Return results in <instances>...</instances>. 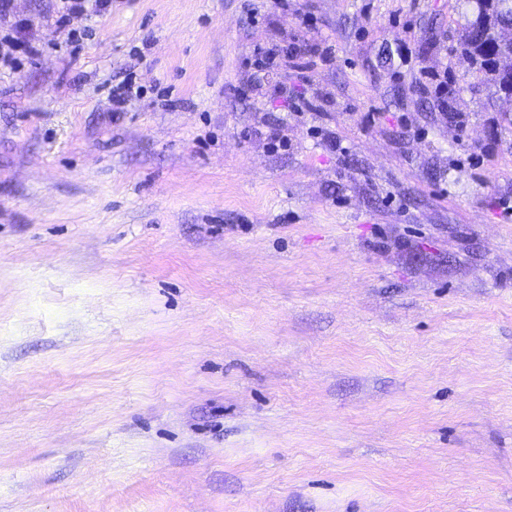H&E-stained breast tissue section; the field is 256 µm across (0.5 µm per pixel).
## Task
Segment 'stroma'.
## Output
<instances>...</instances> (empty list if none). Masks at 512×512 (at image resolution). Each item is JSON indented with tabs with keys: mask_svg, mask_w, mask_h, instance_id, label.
Returning <instances> with one entry per match:
<instances>
[{
	"mask_svg": "<svg viewBox=\"0 0 512 512\" xmlns=\"http://www.w3.org/2000/svg\"><path fill=\"white\" fill-rule=\"evenodd\" d=\"M56 5L0 14L40 49L0 74V512H512L466 0H112L75 57ZM108 99L112 106L114 114L128 112V106L139 99L138 87L132 81L125 80L117 84H112L108 93Z\"/></svg>",
	"mask_w": 512,
	"mask_h": 512,
	"instance_id": "obj_1",
	"label": "stroma"
}]
</instances>
